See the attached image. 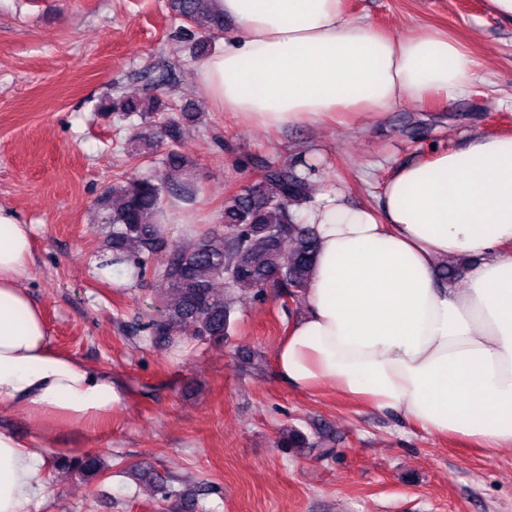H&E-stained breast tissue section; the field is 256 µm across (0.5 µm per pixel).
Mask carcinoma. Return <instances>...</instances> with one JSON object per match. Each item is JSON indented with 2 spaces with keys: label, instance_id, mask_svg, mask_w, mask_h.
<instances>
[{
  "label": "carcinoma",
  "instance_id": "obj_1",
  "mask_svg": "<svg viewBox=\"0 0 512 512\" xmlns=\"http://www.w3.org/2000/svg\"><path fill=\"white\" fill-rule=\"evenodd\" d=\"M165 8L194 39L196 58L206 52L207 35L224 31V15L213 0H166ZM172 107L161 98L145 107L121 96L103 111L134 127L135 120L144 124L147 115L159 117ZM299 166L296 161L265 166L256 182L224 199L218 228L187 246L171 247L154 266L151 261L167 244V204L191 202L200 193L192 161L172 149L160 159L158 174L117 181L104 191L95 203L97 223L108 229L109 237L102 266H125L139 275L150 267L164 284L156 315L143 324V340L177 345L182 337L170 331L178 323L188 336L222 342L232 329L236 291L258 294L274 282L292 297L308 288L318 240L309 225L299 223L298 212L311 202L310 182ZM70 465L87 476L104 469L95 454L73 459ZM153 480L167 502L166 512L196 509V492L175 489L165 476L156 474Z\"/></svg>",
  "mask_w": 512,
  "mask_h": 512
}]
</instances>
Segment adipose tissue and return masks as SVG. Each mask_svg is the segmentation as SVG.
Here are the masks:
<instances>
[{
	"label": "adipose tissue",
	"instance_id": "1",
	"mask_svg": "<svg viewBox=\"0 0 512 512\" xmlns=\"http://www.w3.org/2000/svg\"><path fill=\"white\" fill-rule=\"evenodd\" d=\"M345 2L214 0L238 33L199 65L200 93L283 128L376 119L480 81L463 43L430 29L387 36ZM307 222L319 250L276 351L279 377L306 393L331 386L431 435L512 446V137L478 135L395 169L375 209L324 195ZM32 241L0 206V411L24 406L37 430L107 419L120 401L111 374L52 349L24 286ZM462 259V287L441 282L438 268ZM37 471L0 429V512H25Z\"/></svg>",
	"mask_w": 512,
	"mask_h": 512
}]
</instances>
